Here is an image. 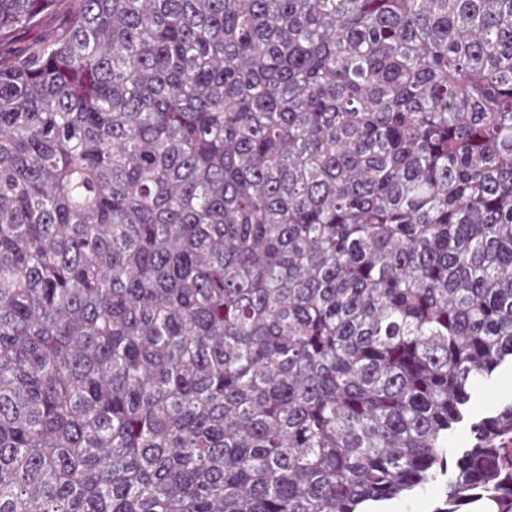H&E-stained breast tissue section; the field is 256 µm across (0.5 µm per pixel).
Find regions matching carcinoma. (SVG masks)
<instances>
[{
	"mask_svg": "<svg viewBox=\"0 0 512 512\" xmlns=\"http://www.w3.org/2000/svg\"><path fill=\"white\" fill-rule=\"evenodd\" d=\"M508 358L512 0H0V512H369Z\"/></svg>",
	"mask_w": 512,
	"mask_h": 512,
	"instance_id": "cac0c4a2",
	"label": "carcinoma"
}]
</instances>
